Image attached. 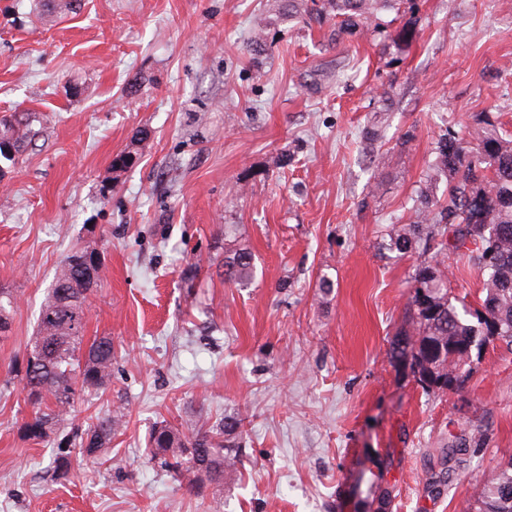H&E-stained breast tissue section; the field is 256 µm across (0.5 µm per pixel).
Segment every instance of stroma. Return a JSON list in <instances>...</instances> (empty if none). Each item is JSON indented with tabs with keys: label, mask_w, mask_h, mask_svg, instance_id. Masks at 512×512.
<instances>
[{
	"label": "stroma",
	"mask_w": 512,
	"mask_h": 512,
	"mask_svg": "<svg viewBox=\"0 0 512 512\" xmlns=\"http://www.w3.org/2000/svg\"><path fill=\"white\" fill-rule=\"evenodd\" d=\"M56 2L0 0V115L37 116L0 167V512H365L364 470L389 512H473L512 459V349L487 344L444 396L392 367L424 257L385 244L441 135L490 112L512 136V0H415L337 43L275 0ZM125 150L136 164L112 173ZM88 246L104 269L84 339L111 336L116 358L73 421H125L97 456L61 428L25 437L19 375L59 266ZM229 247L254 256L248 287L217 274ZM230 414L233 485L192 496L150 462L160 422ZM462 437L465 461L442 462Z\"/></svg>",
	"instance_id": "obj_1"
}]
</instances>
